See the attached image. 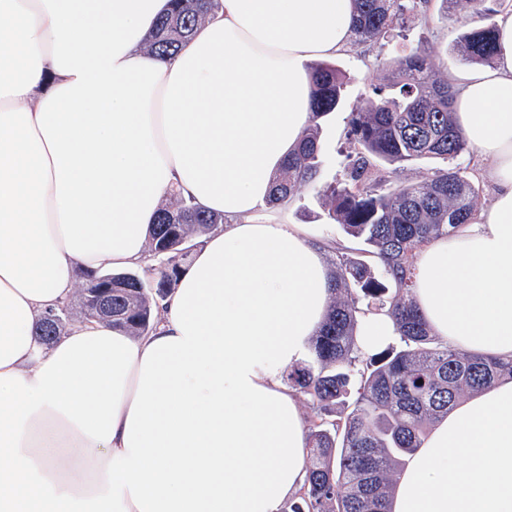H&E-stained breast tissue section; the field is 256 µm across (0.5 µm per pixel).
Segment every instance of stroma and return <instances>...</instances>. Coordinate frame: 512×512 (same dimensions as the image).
I'll return each mask as SVG.
<instances>
[{
    "mask_svg": "<svg viewBox=\"0 0 512 512\" xmlns=\"http://www.w3.org/2000/svg\"><path fill=\"white\" fill-rule=\"evenodd\" d=\"M470 8L466 0H458L451 11H443L440 0H431L428 15L407 17L396 27L387 39L376 44H367L347 51L335 59L336 65L346 73L348 80L344 87L342 108L329 115L323 122L322 159L318 181L330 184L341 178L340 161L347 146L346 131L351 113L359 111L374 87L382 85L387 74L378 61L394 56L405 47L424 45L428 47L442 74L448 78H459L470 71L471 65L457 50V41L464 30V23ZM288 220L319 228L335 236L341 253H329V262H337L339 254L359 257L363 243L360 239L346 234L342 228L329 220L327 206L311 189H303L295 199L283 206Z\"/></svg>",
    "mask_w": 512,
    "mask_h": 512,
    "instance_id": "stroma-1",
    "label": "stroma"
}]
</instances>
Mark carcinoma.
Wrapping results in <instances>:
<instances>
[{
	"mask_svg": "<svg viewBox=\"0 0 512 512\" xmlns=\"http://www.w3.org/2000/svg\"><path fill=\"white\" fill-rule=\"evenodd\" d=\"M146 42L155 56L172 55L195 32L219 0H173ZM353 35L360 43L385 38L408 14L430 0H355ZM474 21L459 40L465 59L494 63L495 23L485 0H467ZM389 82L373 89L350 115V151L341 161L343 180L319 188L328 217L368 246L363 257L339 258L334 301L310 341V360L288 369V384L313 410L310 455L304 486L282 512H392L396 484L406 462L432 427L465 392L512 380V360L448 347L433 335L418 311L412 287L421 248L470 223L478 189L453 161L470 144L453 118L454 95L437 76L439 65L420 45L383 59ZM314 89L310 123L288 165L272 180L268 204L286 203L303 187L315 186L321 165V120L336 111L346 75L331 63L312 65ZM421 160H442L424 181L406 184L383 174ZM224 223V215L203 211L175 197L157 215L149 251L158 260L145 279L133 271L112 274V318L103 321L141 336L153 330L154 298L169 294L185 271L187 239L195 230ZM94 276L78 290L81 318L96 317L87 295ZM56 313L61 320L40 327L50 343L62 335L73 305ZM388 308L400 346L364 354L356 344L362 308Z\"/></svg>",
	"mask_w": 512,
	"mask_h": 512,
	"instance_id": "obj_1",
	"label": "carcinoma"
}]
</instances>
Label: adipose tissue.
Segmentation results:
<instances>
[{
    "label": "adipose tissue",
    "mask_w": 512,
    "mask_h": 512,
    "mask_svg": "<svg viewBox=\"0 0 512 512\" xmlns=\"http://www.w3.org/2000/svg\"><path fill=\"white\" fill-rule=\"evenodd\" d=\"M169 0H0V512H280L309 423L286 375L333 293L335 241L269 209L310 120L312 61L347 51L355 0H221L176 54ZM454 117L490 202L417 259L433 334L512 359V11ZM222 213L155 329L34 331L84 275L143 265L172 196ZM392 512H512V381L458 400Z\"/></svg>",
    "instance_id": "1"
}]
</instances>
